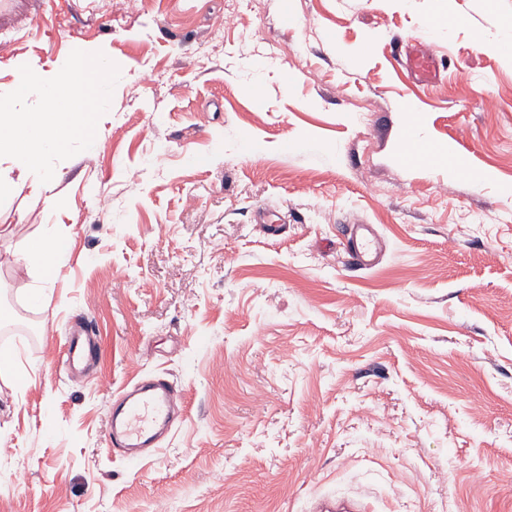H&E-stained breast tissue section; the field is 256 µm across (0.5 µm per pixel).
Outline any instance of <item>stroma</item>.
<instances>
[{
	"label": "stroma",
	"mask_w": 512,
	"mask_h": 512,
	"mask_svg": "<svg viewBox=\"0 0 512 512\" xmlns=\"http://www.w3.org/2000/svg\"><path fill=\"white\" fill-rule=\"evenodd\" d=\"M227 2L0 0V94L75 49L120 68L95 155L46 185L0 157V320L38 325L0 335V512H512V0H238L214 35ZM397 40L447 69L412 79ZM414 119L464 175L400 159ZM350 224L376 228L375 268ZM51 235L47 282L18 260ZM76 316L85 375L62 361ZM155 373L187 412L133 468L108 411ZM347 234L346 247L350 260L361 268H372L376 264V235L371 224H352ZM89 327L85 320L79 321L63 336V364L67 370L98 358L99 343L91 336Z\"/></svg>",
	"instance_id": "obj_1"
}]
</instances>
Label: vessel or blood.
Instances as JSON below:
<instances>
[{
    "instance_id": "b4317fda",
    "label": "vessel or blood",
    "mask_w": 512,
    "mask_h": 512,
    "mask_svg": "<svg viewBox=\"0 0 512 512\" xmlns=\"http://www.w3.org/2000/svg\"><path fill=\"white\" fill-rule=\"evenodd\" d=\"M414 76L422 81L436 78L440 64L426 49H419L407 59ZM346 247L354 265L372 268L376 264V235L372 225H353ZM99 344L86 321H79L63 338V364L73 368L97 359ZM184 393L173 381L156 377L125 385L112 405L106 447L112 456L135 466L155 455L164 437L183 417Z\"/></svg>"
}]
</instances>
